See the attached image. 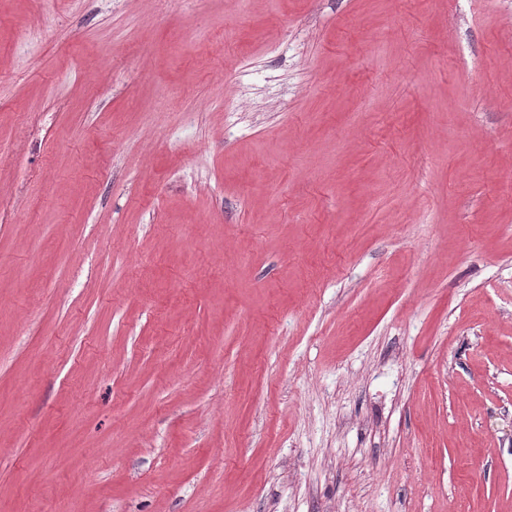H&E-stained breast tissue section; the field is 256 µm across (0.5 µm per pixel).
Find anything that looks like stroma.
Listing matches in <instances>:
<instances>
[{
	"label": "stroma",
	"mask_w": 512,
	"mask_h": 512,
	"mask_svg": "<svg viewBox=\"0 0 512 512\" xmlns=\"http://www.w3.org/2000/svg\"><path fill=\"white\" fill-rule=\"evenodd\" d=\"M0 512H512V0H0Z\"/></svg>",
	"instance_id": "stroma-1"
}]
</instances>
